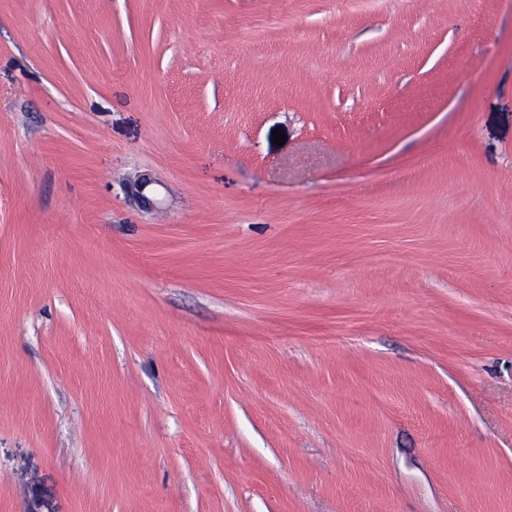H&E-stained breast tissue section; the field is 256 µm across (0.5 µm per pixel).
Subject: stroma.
Returning a JSON list of instances; mask_svg holds the SVG:
<instances>
[{
    "label": "stroma",
    "mask_w": 512,
    "mask_h": 512,
    "mask_svg": "<svg viewBox=\"0 0 512 512\" xmlns=\"http://www.w3.org/2000/svg\"><path fill=\"white\" fill-rule=\"evenodd\" d=\"M0 512H512V0H0Z\"/></svg>",
    "instance_id": "35a3bbf8"
}]
</instances>
